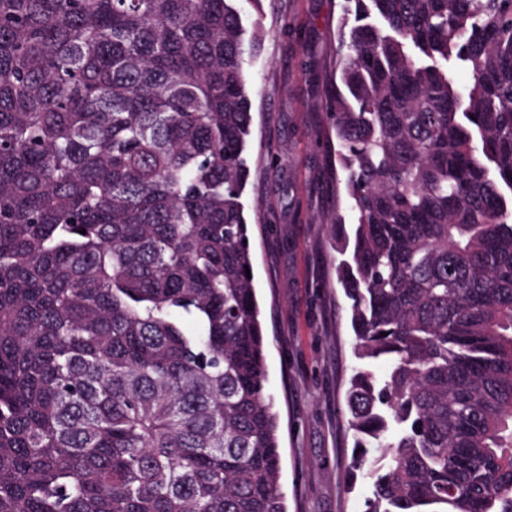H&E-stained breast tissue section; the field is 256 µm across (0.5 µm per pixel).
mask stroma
Segmentation results:
<instances>
[{
  "label": "stroma",
  "instance_id": "35a3bbf8",
  "mask_svg": "<svg viewBox=\"0 0 512 512\" xmlns=\"http://www.w3.org/2000/svg\"><path fill=\"white\" fill-rule=\"evenodd\" d=\"M345 0H241L262 43L247 56L252 97L251 177L243 198L262 312L267 391L280 422L281 489L288 512H363L371 481H349L354 438L344 409L360 363L336 277L340 256L326 223L356 224L336 170L326 79L340 56Z\"/></svg>",
  "mask_w": 512,
  "mask_h": 512
}]
</instances>
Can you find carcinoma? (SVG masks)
<instances>
[{
	"instance_id": "carcinoma-1",
	"label": "carcinoma",
	"mask_w": 512,
	"mask_h": 512,
	"mask_svg": "<svg viewBox=\"0 0 512 512\" xmlns=\"http://www.w3.org/2000/svg\"><path fill=\"white\" fill-rule=\"evenodd\" d=\"M237 2L0 0V512H288ZM337 38L363 512H512V0Z\"/></svg>"
}]
</instances>
